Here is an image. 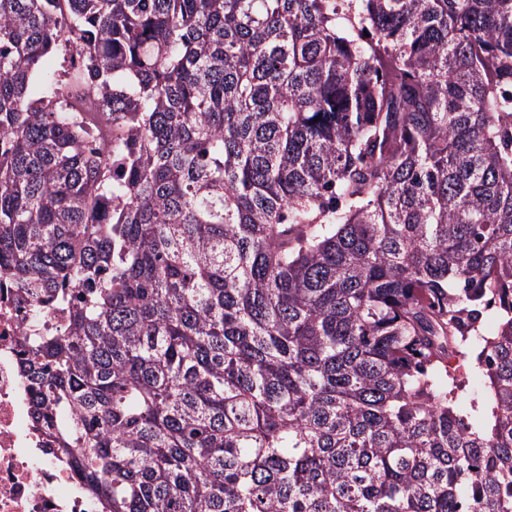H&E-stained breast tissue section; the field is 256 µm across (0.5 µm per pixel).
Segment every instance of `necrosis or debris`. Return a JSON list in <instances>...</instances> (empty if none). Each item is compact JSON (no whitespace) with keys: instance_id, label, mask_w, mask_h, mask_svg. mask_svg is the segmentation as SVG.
I'll list each match as a JSON object with an SVG mask.
<instances>
[{"instance_id":"necrosis-or-debris-1","label":"necrosis or debris","mask_w":512,"mask_h":512,"mask_svg":"<svg viewBox=\"0 0 512 512\" xmlns=\"http://www.w3.org/2000/svg\"><path fill=\"white\" fill-rule=\"evenodd\" d=\"M72 107L96 147L111 144L112 121L94 97H82ZM34 309L33 298L0 280V512H99L33 422L20 350Z\"/></svg>"}]
</instances>
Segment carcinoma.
<instances>
[{
    "label": "carcinoma",
    "mask_w": 512,
    "mask_h": 512,
    "mask_svg": "<svg viewBox=\"0 0 512 512\" xmlns=\"http://www.w3.org/2000/svg\"><path fill=\"white\" fill-rule=\"evenodd\" d=\"M59 2L0 0V276L100 512H512V0ZM69 103L77 112L81 124L87 128L93 137V144L97 148L112 144V120L108 118L109 112H102L100 103L92 96H82L75 100L69 98ZM471 369L469 371V383L465 387L463 391V406L465 409L470 408V403L475 400L479 402L481 405L483 402V395L485 392L484 387V378H481L479 374V370L475 365V360H472L469 363Z\"/></svg>",
    "instance_id": "carcinoma-1"
}]
</instances>
